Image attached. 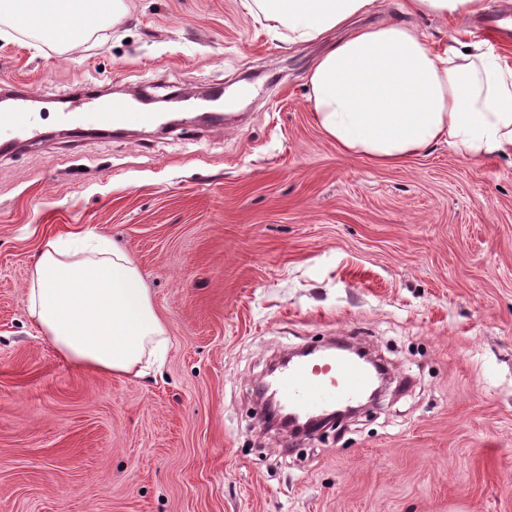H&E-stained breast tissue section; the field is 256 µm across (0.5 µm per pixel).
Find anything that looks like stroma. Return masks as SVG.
Returning <instances> with one entry per match:
<instances>
[{
  "label": "stroma",
  "instance_id": "obj_1",
  "mask_svg": "<svg viewBox=\"0 0 512 512\" xmlns=\"http://www.w3.org/2000/svg\"><path fill=\"white\" fill-rule=\"evenodd\" d=\"M125 2L62 47L0 23V91L34 87L43 134L0 150V512H512V159L343 156L308 103L322 44L241 0ZM377 2L433 46L468 28ZM107 82L256 92L220 129L70 124ZM89 230L151 292L159 371L74 368L26 313L43 241ZM334 336L407 388L306 439L268 429L267 361Z\"/></svg>",
  "mask_w": 512,
  "mask_h": 512
}]
</instances>
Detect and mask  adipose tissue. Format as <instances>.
<instances>
[{
	"instance_id": "ef3b65f1",
	"label": "adipose tissue",
	"mask_w": 512,
	"mask_h": 512,
	"mask_svg": "<svg viewBox=\"0 0 512 512\" xmlns=\"http://www.w3.org/2000/svg\"><path fill=\"white\" fill-rule=\"evenodd\" d=\"M375 0H244L253 15L309 44L342 37L313 62L309 103L344 155L399 167L444 143L466 159L512 156V60L493 42L427 45L417 27L359 24ZM485 0H406L408 13L474 16ZM124 0H0V22L59 46L105 29ZM29 317L58 357L129 375L160 360L165 326L138 268L111 238L88 232L43 242L25 291Z\"/></svg>"
}]
</instances>
